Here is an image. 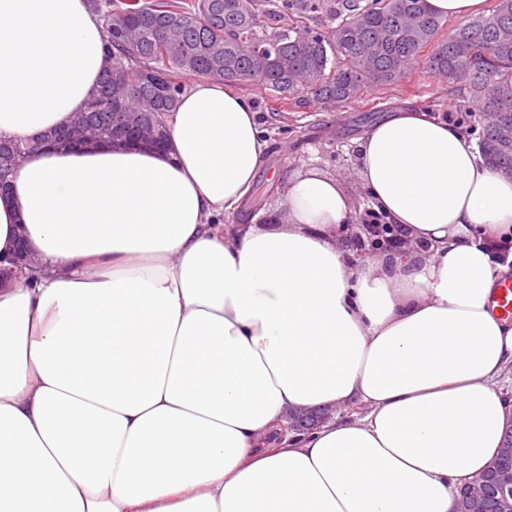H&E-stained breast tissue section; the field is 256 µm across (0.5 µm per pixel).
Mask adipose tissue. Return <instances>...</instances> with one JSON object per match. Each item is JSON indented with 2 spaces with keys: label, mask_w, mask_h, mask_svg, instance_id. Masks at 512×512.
<instances>
[{
  "label": "adipose tissue",
  "mask_w": 512,
  "mask_h": 512,
  "mask_svg": "<svg viewBox=\"0 0 512 512\" xmlns=\"http://www.w3.org/2000/svg\"><path fill=\"white\" fill-rule=\"evenodd\" d=\"M107 62L87 0H0V137L69 125ZM166 125V151L47 150L0 194V260L27 256L0 280V512H453L512 425V176L392 113L355 174L430 250L355 268L320 169L272 223H220L266 159L250 98L197 83ZM493 308L503 319L512 320V279H507L495 286Z\"/></svg>",
  "instance_id": "adipose-tissue-1"
}]
</instances>
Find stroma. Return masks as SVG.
Segmentation results:
<instances>
[{
    "label": "stroma",
    "instance_id": "stroma-1",
    "mask_svg": "<svg viewBox=\"0 0 512 512\" xmlns=\"http://www.w3.org/2000/svg\"><path fill=\"white\" fill-rule=\"evenodd\" d=\"M233 91L249 97L256 106L260 126L268 138L265 166L257 181L274 186L275 193L258 211L245 208L224 215L227 224L254 214L261 218L273 215L282 201L286 179L311 166L341 178L353 209H364L367 197L354 175L352 154L358 138L384 114L420 108L426 99L436 101L437 115L445 118L457 117L467 103L463 92L451 90L447 82L417 69L398 87L370 88L361 100L343 106H326L307 97L300 104H285L274 111L267 91L257 85L239 84Z\"/></svg>",
    "mask_w": 512,
    "mask_h": 512
}]
</instances>
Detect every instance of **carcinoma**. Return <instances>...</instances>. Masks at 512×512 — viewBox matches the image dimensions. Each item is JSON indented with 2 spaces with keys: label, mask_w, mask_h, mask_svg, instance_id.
I'll use <instances>...</instances> for the list:
<instances>
[{
  "label": "carcinoma",
  "mask_w": 512,
  "mask_h": 512,
  "mask_svg": "<svg viewBox=\"0 0 512 512\" xmlns=\"http://www.w3.org/2000/svg\"><path fill=\"white\" fill-rule=\"evenodd\" d=\"M102 21L108 64L67 130L87 141L142 135L167 141L184 78L252 83L277 101L311 95L351 104L398 86L413 65L467 91L470 129L488 163L512 174V0L445 30L426 0H88ZM321 15L331 26L314 25ZM287 20L281 27L267 22ZM42 140L0 141V183ZM459 488L457 512H512V427L498 461Z\"/></svg>",
  "instance_id": "obj_1"
}]
</instances>
